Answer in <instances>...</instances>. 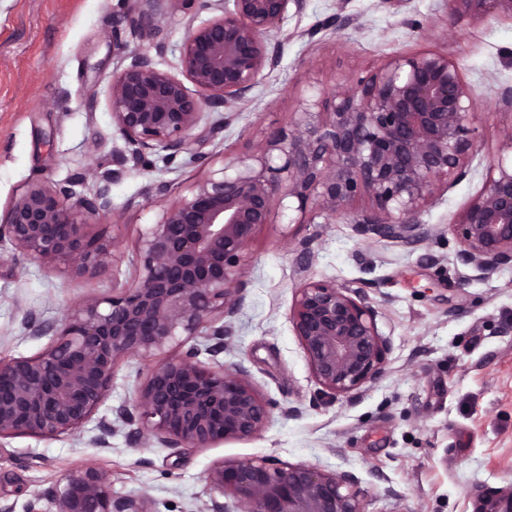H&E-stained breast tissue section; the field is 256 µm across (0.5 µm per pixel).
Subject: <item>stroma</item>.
Here are the masks:
<instances>
[{
  "label": "stroma",
  "instance_id": "1",
  "mask_svg": "<svg viewBox=\"0 0 512 512\" xmlns=\"http://www.w3.org/2000/svg\"><path fill=\"white\" fill-rule=\"evenodd\" d=\"M125 9L126 0H0V215L33 181H63L92 165L112 171L113 152L125 147L109 101L119 66L112 20ZM339 11L351 25L321 30ZM278 39L279 67L200 151L248 154L266 131L294 120L300 100L340 91L396 54H445L474 93L480 143L466 178L422 215L435 236L415 247L388 240L368 246L342 220L302 224L298 212L279 208L247 251L244 301L218 357L249 371L272 408L265 428L248 440L177 453L135 442L122 425L108 447L96 446L99 421L133 402L156 364L128 358L80 430L0 440V504L13 512H26L30 500L89 461L111 474L113 496H148L153 512H200L213 496L208 469L242 458L353 474L366 512H479L484 498L512 489V268L484 278L457 266L459 244L448 230L481 193L512 126V113L499 104L512 88V18L456 15L448 0H306ZM94 140L101 144L95 155L88 151ZM198 174L186 153L123 167L109 193L122 225L103 219L89 228L122 238L113 273L76 278L0 247V360L48 345V338L28 336L24 312L60 320L78 299L132 282L135 243L162 214L160 204L147 202L146 188L164 183L172 201L187 195ZM305 240L315 257L303 266L297 254ZM306 280L335 282L373 304L388 346L382 378L349 395H322L289 320L295 289Z\"/></svg>",
  "mask_w": 512,
  "mask_h": 512
}]
</instances>
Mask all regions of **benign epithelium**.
<instances>
[{"label":"benign epithelium","mask_w":512,"mask_h":512,"mask_svg":"<svg viewBox=\"0 0 512 512\" xmlns=\"http://www.w3.org/2000/svg\"><path fill=\"white\" fill-rule=\"evenodd\" d=\"M454 12L512 18V0H450ZM305 0H127L112 25V47L124 66L112 77V124L126 151L112 163L152 165L164 151L171 161L192 152L200 175L190 194L167 203L161 218L136 246L138 277L113 285L112 295L77 300L63 321L26 312L34 337H51L35 356L0 361V438H50L74 433L106 398L115 368L129 357L158 364L133 405L113 409L131 426L129 436L176 451L245 440L269 422L271 411L245 367L216 360L246 289L247 250L263 227L275 223L283 201L298 223L319 215L353 225L365 242L387 239L415 246L431 236L424 208L467 175L477 151L472 89L448 57L400 54L376 74L313 103L301 101L287 128L265 132L252 153L223 163L192 151L235 120L265 69L280 62L282 31L290 10ZM203 11L211 16L197 21ZM190 15L179 48V74L158 66L122 40L129 25L166 52L167 17ZM193 88H188L186 83ZM219 114L213 118V114ZM95 178L92 196L77 191ZM111 175L90 167L61 182L35 181L0 217V244L45 268L95 277L114 268L121 241L86 231L112 211ZM364 195L369 207L351 208ZM460 243L456 261L483 275L512 268V165L489 167L480 195L449 225ZM377 310L333 282L301 283L289 315L322 394L334 398L385 372V343ZM203 337L208 345L189 344ZM186 350L172 356L170 350ZM206 353L211 362L199 356ZM211 490L234 500L237 512H365L364 490L349 473L314 465L242 459L215 463ZM108 471L87 462L27 505L46 500L53 512H150L149 498L112 497Z\"/></svg>","instance_id":"1"}]
</instances>
